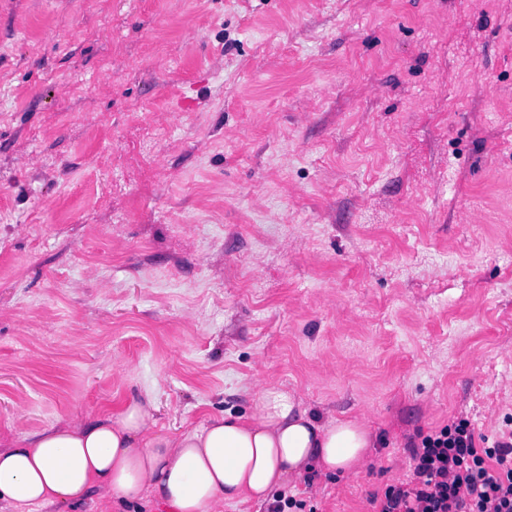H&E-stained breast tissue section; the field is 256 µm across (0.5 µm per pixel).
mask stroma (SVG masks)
Masks as SVG:
<instances>
[{
  "label": "stroma",
  "mask_w": 512,
  "mask_h": 512,
  "mask_svg": "<svg viewBox=\"0 0 512 512\" xmlns=\"http://www.w3.org/2000/svg\"><path fill=\"white\" fill-rule=\"evenodd\" d=\"M272 387L376 437L313 512L512 433V0H0V440Z\"/></svg>",
  "instance_id": "obj_1"
}]
</instances>
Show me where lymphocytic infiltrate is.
<instances>
[{
    "label": "lymphocytic infiltrate",
    "mask_w": 512,
    "mask_h": 512,
    "mask_svg": "<svg viewBox=\"0 0 512 512\" xmlns=\"http://www.w3.org/2000/svg\"><path fill=\"white\" fill-rule=\"evenodd\" d=\"M405 482L387 486L378 512H512V438L477 450L467 420L423 436Z\"/></svg>",
    "instance_id": "f902f5d3"
}]
</instances>
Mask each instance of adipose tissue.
<instances>
[{
    "instance_id": "ef3b65f1",
    "label": "adipose tissue",
    "mask_w": 512,
    "mask_h": 512,
    "mask_svg": "<svg viewBox=\"0 0 512 512\" xmlns=\"http://www.w3.org/2000/svg\"><path fill=\"white\" fill-rule=\"evenodd\" d=\"M152 400L117 415L64 421L0 443V512L84 502L93 491L115 504L153 497L169 512H218L268 501L310 470L359 467L371 436L355 420L322 423L296 395L269 389L248 417L224 415L172 435L153 430Z\"/></svg>"
}]
</instances>
